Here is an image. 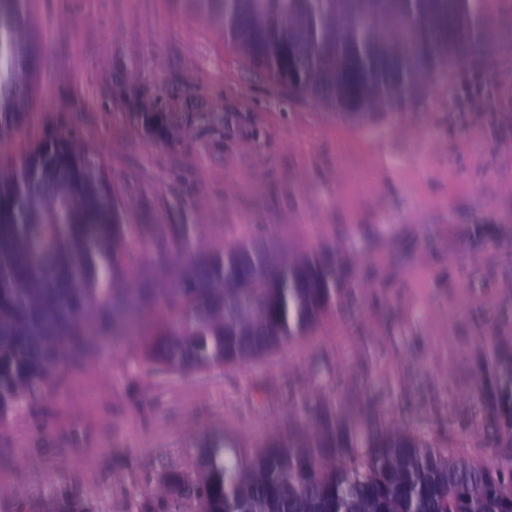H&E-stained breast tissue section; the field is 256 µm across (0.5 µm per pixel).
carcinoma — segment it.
I'll return each instance as SVG.
<instances>
[{
  "mask_svg": "<svg viewBox=\"0 0 512 512\" xmlns=\"http://www.w3.org/2000/svg\"><path fill=\"white\" fill-rule=\"evenodd\" d=\"M276 82L337 112H387L436 71L447 77L484 36L488 0H187ZM38 38L28 0H0V134L33 106ZM92 149L51 137L0 171V421L48 392L99 338L95 315L162 317L139 336L153 366L247 362L301 335L345 288L344 255L295 253L263 234L228 248L188 224H123ZM166 277L129 287L136 244ZM507 477L381 423L347 428L327 400L303 402L264 446L205 448L202 512H512Z\"/></svg>",
  "mask_w": 512,
  "mask_h": 512,
  "instance_id": "1",
  "label": "carcinoma"
}]
</instances>
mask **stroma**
<instances>
[{
  "mask_svg": "<svg viewBox=\"0 0 512 512\" xmlns=\"http://www.w3.org/2000/svg\"><path fill=\"white\" fill-rule=\"evenodd\" d=\"M29 12L40 103L0 135V167L74 133L123 223L333 247L353 294L245 363L159 372L135 338L94 346L0 423V512H200L169 478L195 479L213 434L262 445L309 395L512 472V423L488 421L512 374V0H490L483 50L450 80L369 123L292 96L180 0Z\"/></svg>",
  "mask_w": 512,
  "mask_h": 512,
  "instance_id": "stroma-1",
  "label": "stroma"
}]
</instances>
